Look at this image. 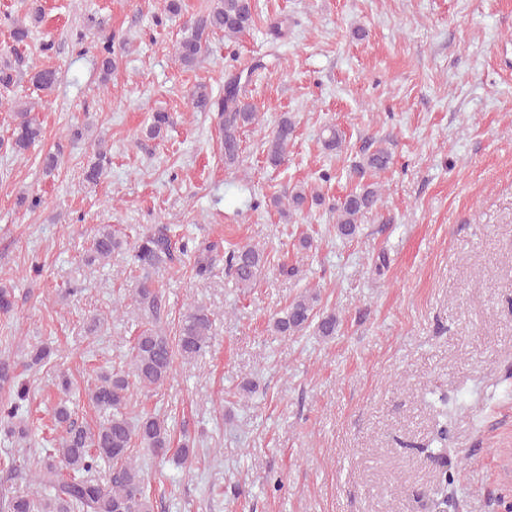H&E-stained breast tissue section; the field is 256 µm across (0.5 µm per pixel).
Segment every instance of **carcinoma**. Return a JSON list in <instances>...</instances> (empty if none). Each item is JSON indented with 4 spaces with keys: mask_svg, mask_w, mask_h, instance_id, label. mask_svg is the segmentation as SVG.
Returning <instances> with one entry per match:
<instances>
[{
    "mask_svg": "<svg viewBox=\"0 0 512 512\" xmlns=\"http://www.w3.org/2000/svg\"><path fill=\"white\" fill-rule=\"evenodd\" d=\"M256 0H211L210 7L199 13L190 34L177 47V61L184 68H191L208 49L210 35L220 31L227 38L235 37L255 25L258 13ZM100 70L103 77L112 73V41L96 46ZM244 71L230 72L224 84V94L215 96L202 84L190 92L192 108L198 112H215L219 119L221 144L224 151V166L229 169L239 162L241 154V132L259 121L253 105L239 99V83ZM37 89L51 92L59 76L52 68H41L31 76ZM15 127L10 142L11 151L23 153L41 137V128L30 117L27 105H14ZM172 124L168 112L152 114L145 136L156 139ZM296 130V121L290 113L279 118L275 130L266 140L265 152L269 164L277 167L287 158L288 144ZM111 159L107 152L97 149L83 167L86 183L98 185L105 178ZM393 164V152L386 140L367 149L354 164V169L364 174L384 172ZM381 195L376 182L363 183L354 192L336 204V235L353 239L361 231V217L372 210ZM317 197L308 194L304 185H296L273 202L286 205L290 211H301L309 201ZM123 239L103 224L93 236L86 250L84 263L88 266L104 264L112 253L122 249ZM217 245H195L183 243L180 254L192 261L191 270L200 280L213 274ZM134 261L142 271L134 288V299L147 317L144 329L134 338L128 355L127 369L103 371L97 375L88 399L101 414L94 427L77 423L73 411L63 402L54 408L56 428L60 431L59 446L54 452L36 462L31 472L32 481L48 491L39 496L29 491H17L5 500V512H154V503L145 491L141 466L133 454L135 445H140L156 456L169 453L174 442L167 419L149 412L128 408L131 389L140 387L156 390L170 379L178 361L189 362L199 356L213 336L211 313L202 306L188 308L178 319L175 331L163 326V292L155 274L174 263V254L169 228H148L140 234L133 247ZM267 256L257 246L235 245L224 253V272L235 286L247 292L257 285ZM320 293L307 289L295 297L283 310L273 317L272 326L282 336H295L313 326L318 335L330 338L336 335L340 320L336 313L317 315ZM14 308L12 286L0 283V315L10 316ZM54 351L47 345L35 346L27 353L25 366L41 368L51 363ZM16 365L7 357L0 358V382L13 385L12 393L0 399V427L7 439L24 441L31 431L26 424V384L16 382ZM438 453L437 459L448 441L447 400L439 398L434 407ZM110 470L109 479L102 483L95 473L101 465ZM441 499L434 509L445 512L448 506V487L455 482V471L451 464L441 465L439 470Z\"/></svg>",
    "mask_w": 512,
    "mask_h": 512,
    "instance_id": "1",
    "label": "carcinoma"
}]
</instances>
